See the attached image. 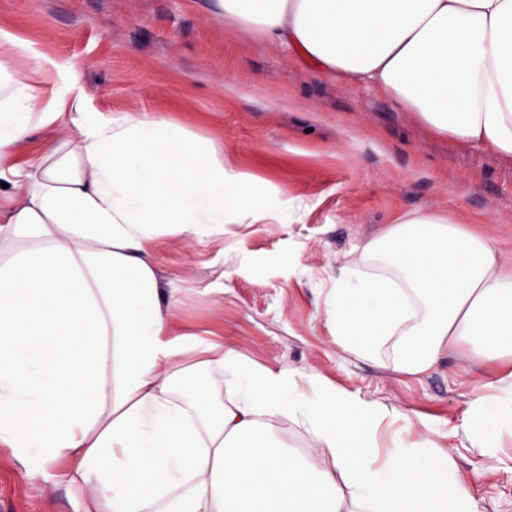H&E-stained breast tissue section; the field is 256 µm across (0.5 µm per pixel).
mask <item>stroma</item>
Segmentation results:
<instances>
[{
	"label": "stroma",
	"mask_w": 512,
	"mask_h": 512,
	"mask_svg": "<svg viewBox=\"0 0 512 512\" xmlns=\"http://www.w3.org/2000/svg\"><path fill=\"white\" fill-rule=\"evenodd\" d=\"M0 28L36 58L75 61L90 105L160 111L223 140L249 178L288 199L284 224H229L223 246L162 247L178 327L214 332L247 360L299 371L301 388H342L437 430L462 427L493 364L466 347L420 374L394 352L338 346L324 298L339 269L399 218L430 213L495 241L512 263V157L435 133L376 87L311 67L294 48L225 19L213 0H0ZM223 292H209L214 283ZM483 512H512L500 448L452 450ZM6 512H83L77 496L0 447Z\"/></svg>",
	"instance_id": "1"
}]
</instances>
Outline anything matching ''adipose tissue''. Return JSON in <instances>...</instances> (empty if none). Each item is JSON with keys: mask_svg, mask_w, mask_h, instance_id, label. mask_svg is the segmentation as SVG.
I'll return each mask as SVG.
<instances>
[{"mask_svg": "<svg viewBox=\"0 0 512 512\" xmlns=\"http://www.w3.org/2000/svg\"><path fill=\"white\" fill-rule=\"evenodd\" d=\"M217 3L438 133L512 156V0ZM27 56L0 30V447L29 470L68 462L83 512H481L434 431L408 418L381 435L378 402L300 390L294 369L178 330L161 248L284 219L287 200L246 193L218 138L93 110L75 64ZM368 248L393 274L341 268L324 299L337 344L361 358L394 342L412 374L466 344L504 373L475 387L463 440L512 442V264L437 213Z\"/></svg>", "mask_w": 512, "mask_h": 512, "instance_id": "adipose-tissue-1", "label": "adipose tissue"}]
</instances>
